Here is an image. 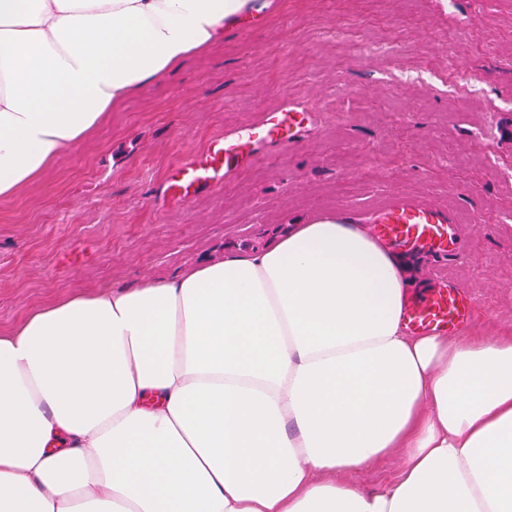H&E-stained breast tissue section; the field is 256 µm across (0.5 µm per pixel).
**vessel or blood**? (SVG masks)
Instances as JSON below:
<instances>
[{
	"instance_id": "b4317fda",
	"label": "vessel or blood",
	"mask_w": 512,
	"mask_h": 512,
	"mask_svg": "<svg viewBox=\"0 0 512 512\" xmlns=\"http://www.w3.org/2000/svg\"><path fill=\"white\" fill-rule=\"evenodd\" d=\"M315 120V113L293 98L258 120L226 129L223 140L207 153L186 157L172 170L154 205L161 208L170 201L188 199L191 192L230 182L256 153L298 141ZM372 222L381 241L407 251L445 254L455 243L456 217L452 211L403 193L393 194ZM404 318L414 333L445 334L466 323L470 315L456 287L447 279L436 278L425 282L411 297Z\"/></svg>"
}]
</instances>
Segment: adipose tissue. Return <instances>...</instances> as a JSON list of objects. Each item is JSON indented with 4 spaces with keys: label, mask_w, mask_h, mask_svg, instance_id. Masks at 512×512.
I'll return each mask as SVG.
<instances>
[{
    "label": "adipose tissue",
    "mask_w": 512,
    "mask_h": 512,
    "mask_svg": "<svg viewBox=\"0 0 512 512\" xmlns=\"http://www.w3.org/2000/svg\"><path fill=\"white\" fill-rule=\"evenodd\" d=\"M256 11L0 0V197ZM414 286L328 212L36 310L0 336V512H512V336L408 333ZM398 460L387 458L364 472L354 476V479L369 490H379L391 481L397 473Z\"/></svg>",
    "instance_id": "adipose-tissue-1"
}]
</instances>
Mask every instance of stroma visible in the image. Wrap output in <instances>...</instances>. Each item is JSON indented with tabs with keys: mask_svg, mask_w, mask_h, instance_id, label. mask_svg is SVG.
I'll use <instances>...</instances> for the list:
<instances>
[{
	"mask_svg": "<svg viewBox=\"0 0 512 512\" xmlns=\"http://www.w3.org/2000/svg\"><path fill=\"white\" fill-rule=\"evenodd\" d=\"M304 98L315 126L231 183L156 209L167 171ZM396 192L452 210L455 250L410 255L467 296L464 336L512 334V0H270L0 198V335L53 301L180 274Z\"/></svg>",
	"mask_w": 512,
	"mask_h": 512,
	"instance_id": "obj_1",
	"label": "stroma"
}]
</instances>
